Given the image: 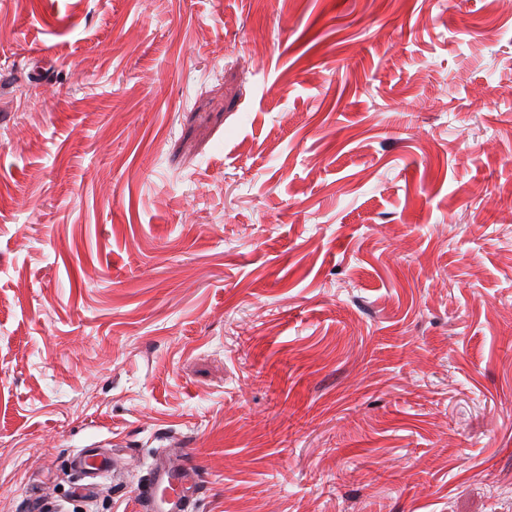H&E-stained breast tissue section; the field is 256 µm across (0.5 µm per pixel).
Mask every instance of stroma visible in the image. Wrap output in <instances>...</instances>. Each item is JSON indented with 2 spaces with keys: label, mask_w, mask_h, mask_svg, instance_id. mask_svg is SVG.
Listing matches in <instances>:
<instances>
[{
  "label": "stroma",
  "mask_w": 512,
  "mask_h": 512,
  "mask_svg": "<svg viewBox=\"0 0 512 512\" xmlns=\"http://www.w3.org/2000/svg\"><path fill=\"white\" fill-rule=\"evenodd\" d=\"M161 452L194 512H512V0H0V512ZM115 465L114 459L111 460L101 453H90L86 450L78 452L71 458V466L92 479L110 473L111 470H114Z\"/></svg>",
  "instance_id": "obj_1"
}]
</instances>
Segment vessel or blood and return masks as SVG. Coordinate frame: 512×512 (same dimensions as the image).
<instances>
[{
  "label": "vessel or blood",
  "instance_id": "1",
  "mask_svg": "<svg viewBox=\"0 0 512 512\" xmlns=\"http://www.w3.org/2000/svg\"><path fill=\"white\" fill-rule=\"evenodd\" d=\"M71 465L92 479L102 477L115 468L114 460L86 450L73 455ZM152 471V487L140 497L144 512H190L200 483L197 471L163 459L154 462Z\"/></svg>",
  "mask_w": 512,
  "mask_h": 512
}]
</instances>
